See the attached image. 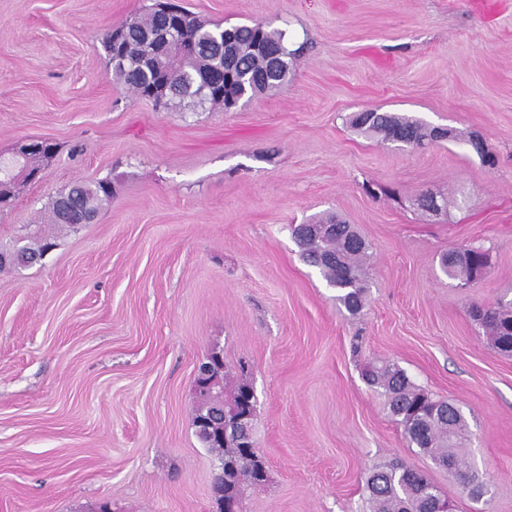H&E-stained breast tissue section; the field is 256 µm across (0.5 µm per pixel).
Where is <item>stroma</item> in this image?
I'll return each instance as SVG.
<instances>
[{"mask_svg":"<svg viewBox=\"0 0 512 512\" xmlns=\"http://www.w3.org/2000/svg\"><path fill=\"white\" fill-rule=\"evenodd\" d=\"M173 2L288 30L291 79L231 112L159 108L113 80L102 44L154 0H0V157L57 147L0 212L1 244L53 242L0 271V512H213L192 420L214 348L258 396L268 480L242 512H366L369 470L393 459L452 512H512V354L472 315L512 302V0ZM368 109L454 137L398 150L347 125ZM100 180L94 221H49L59 192ZM425 192L447 208L421 211ZM326 213L369 245L356 319L289 231ZM458 245L489 254L466 285L440 265ZM377 361L460 406L482 497L409 447L362 377Z\"/></svg>","mask_w":512,"mask_h":512,"instance_id":"1","label":"stroma"}]
</instances>
